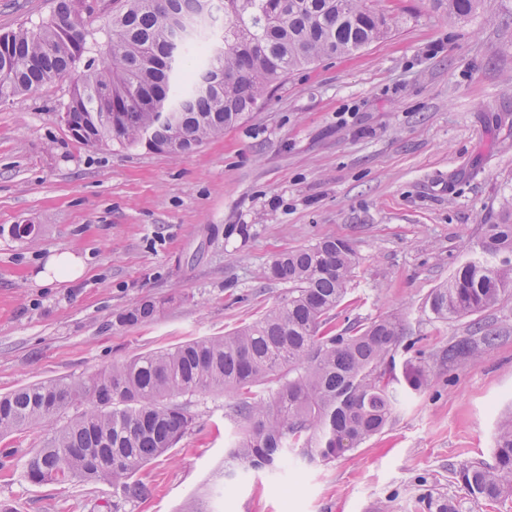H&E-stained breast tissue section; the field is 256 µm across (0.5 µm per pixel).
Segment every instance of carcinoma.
<instances>
[{"label": "carcinoma", "instance_id": "obj_1", "mask_svg": "<svg viewBox=\"0 0 512 512\" xmlns=\"http://www.w3.org/2000/svg\"><path fill=\"white\" fill-rule=\"evenodd\" d=\"M224 13L222 35L186 51L198 33L176 39L173 22L194 17L201 0H112L108 23L83 16V0H56L51 19L0 37V100L88 68L70 91L67 126L82 141H115L174 157L192 152L247 118L295 69L347 55L381 39L391 20L383 0H211ZM448 17L469 20L484 0H435ZM179 114L175 129L165 118ZM357 256L350 242L328 237L277 254L269 279L288 296L254 322L220 337L138 355L84 377L41 381L0 395V436L40 428L48 437L25 462L34 483L109 480L129 501L152 489L134 479L151 459L176 446L193 425L183 398L206 392L235 396L242 428L229 454L240 464L272 468L290 448L329 459L381 432L399 401L430 385L421 352L395 373L400 318L353 321L337 332L332 313L348 294ZM512 295V196L497 221L484 225L472 257L433 289L426 305L442 321L472 316ZM163 303L143 299L115 314L120 327L156 319ZM477 322L442 353L462 362L492 344ZM264 382L278 389L266 397ZM74 413L64 424L60 417ZM495 463L461 472L489 502L512 497V412L497 424Z\"/></svg>", "mask_w": 512, "mask_h": 512}]
</instances>
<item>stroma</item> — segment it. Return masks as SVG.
I'll return each mask as SVG.
<instances>
[{
  "mask_svg": "<svg viewBox=\"0 0 512 512\" xmlns=\"http://www.w3.org/2000/svg\"><path fill=\"white\" fill-rule=\"evenodd\" d=\"M54 5L0 0V34L48 21ZM382 7L396 20L387 37L294 70L180 157L76 138L60 118L68 78L0 101V393L230 333L287 295L266 276L276 254L327 237L359 258L336 327L399 316L431 387L357 448L233 479L235 399L193 396L191 430L137 472L152 489L139 503L106 480L32 483L23 466L43 432L5 436L0 512H512V498L488 502L460 478L491 461L512 409V296L480 313L499 338L464 363L441 351L470 318L425 309L512 192V0L465 23L434 0ZM56 250L82 255L84 276L36 284ZM144 298L163 301L156 320L115 325Z\"/></svg>",
  "mask_w": 512,
  "mask_h": 512,
  "instance_id": "35a3bbf8",
  "label": "stroma"
}]
</instances>
